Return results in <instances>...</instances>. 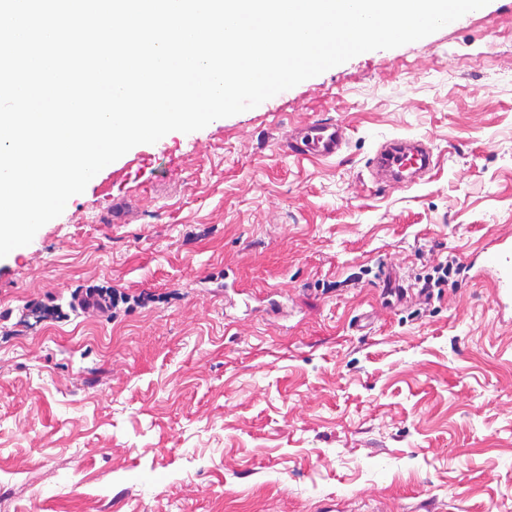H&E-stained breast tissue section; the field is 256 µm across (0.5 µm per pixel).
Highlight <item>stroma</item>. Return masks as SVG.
<instances>
[{
    "label": "stroma",
    "mask_w": 512,
    "mask_h": 512,
    "mask_svg": "<svg viewBox=\"0 0 512 512\" xmlns=\"http://www.w3.org/2000/svg\"><path fill=\"white\" fill-rule=\"evenodd\" d=\"M320 119L335 157L281 149ZM394 138L433 145L418 184L373 179ZM99 180L0 258V512H512V317L474 270L512 236V0ZM95 285L143 301L72 311ZM434 272L437 274L436 277L429 275V277H424L419 281L422 282L419 293L427 299L434 295V288H442L447 283L450 274L460 272V267L456 262L448 261L446 264L437 266Z\"/></svg>",
    "instance_id": "obj_1"
}]
</instances>
